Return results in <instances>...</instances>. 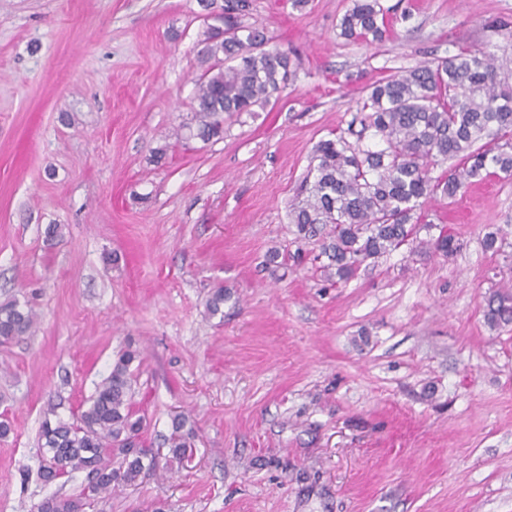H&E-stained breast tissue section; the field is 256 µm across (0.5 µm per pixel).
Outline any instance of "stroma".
Returning a JSON list of instances; mask_svg holds the SVG:
<instances>
[{
  "instance_id": "obj_1",
  "label": "stroma",
  "mask_w": 512,
  "mask_h": 512,
  "mask_svg": "<svg viewBox=\"0 0 512 512\" xmlns=\"http://www.w3.org/2000/svg\"><path fill=\"white\" fill-rule=\"evenodd\" d=\"M383 4L394 33L365 46L339 35L352 0H250L242 23L296 77L205 144L175 137L195 120L198 0H0V302L37 315L0 345V512L79 491L81 472L39 479L41 424L127 349L146 443L180 412L196 436L89 512H512V324L485 316L512 294V179L426 204L453 255L405 246L346 282L289 222L315 144L374 81L466 47L512 84V0Z\"/></svg>"
}]
</instances>
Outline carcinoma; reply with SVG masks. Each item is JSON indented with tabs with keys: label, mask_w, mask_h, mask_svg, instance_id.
<instances>
[{
	"label": "carcinoma",
	"mask_w": 512,
	"mask_h": 512,
	"mask_svg": "<svg viewBox=\"0 0 512 512\" xmlns=\"http://www.w3.org/2000/svg\"><path fill=\"white\" fill-rule=\"evenodd\" d=\"M198 4L218 12L224 31L207 30L203 69L195 80L197 123L180 126L176 138L206 144L224 138V118L279 99L295 70L288 52L268 46L264 31L239 21L249 0ZM339 27L341 37L367 46L391 35L381 0H353ZM368 90L361 125L362 132H371L372 143L353 145L342 132L320 140L290 210L295 242L318 244L319 256L326 258L323 271L340 281L403 246L453 254L458 243L451 235L418 238L424 201L439 194L454 198L474 179L512 177V87L499 78L492 53L461 48L435 65L379 79ZM448 159L459 165L434 175ZM486 316L493 325L512 324V295L493 294ZM35 325L32 309L16 302L0 305L1 345L32 335ZM136 358L134 351L123 352L73 421L43 423L41 479L49 483L84 472L93 493L48 498L38 512H84L103 494L159 466L141 440L145 419L131 403L130 366ZM193 438L185 416H173L171 453L184 456Z\"/></svg>",
	"instance_id": "1"
}]
</instances>
